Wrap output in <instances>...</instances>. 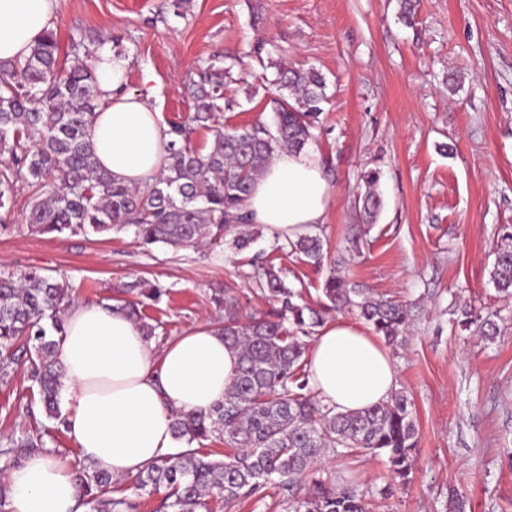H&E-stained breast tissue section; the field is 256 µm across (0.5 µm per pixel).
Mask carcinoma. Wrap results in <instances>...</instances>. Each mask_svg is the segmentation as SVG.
<instances>
[{
	"label": "carcinoma",
	"mask_w": 512,
	"mask_h": 512,
	"mask_svg": "<svg viewBox=\"0 0 512 512\" xmlns=\"http://www.w3.org/2000/svg\"><path fill=\"white\" fill-rule=\"evenodd\" d=\"M54 30L45 32L22 63L0 61V208L15 202L26 188L30 201L23 223L40 234L90 229L96 233L134 228L140 243L196 248L204 240L219 243L236 232L233 246L250 249L262 236L247 223L242 205L255 179L282 152H299L317 139L326 83L314 70L294 69L264 59V45L253 50L264 68L277 69L272 84V123L229 127L223 123L224 80L230 69L210 63L188 87L195 100L189 124L169 126L167 165L142 187L118 182L102 168L91 144L99 91L94 66H66L58 58ZM213 131L209 150H196L193 130ZM365 191L357 196L369 226L349 239L348 251L359 254L370 224L381 206L379 172L360 175ZM491 280L498 292L512 296V226L500 228ZM292 252L321 268L328 251L317 235L286 241ZM269 309L243 318L235 296L224 293L215 302L224 307V343L237 351L236 378L224 399L206 412H172V433L183 450L160 457L135 477L136 489L164 493L171 512H206L207 498L224 505L252 497L271 484L288 498L289 512H366L363 495L350 484L327 487L317 478L298 493L314 465L328 452L365 450L387 458L393 481L405 484L414 471L418 432L408 397L397 392L374 407L342 413L310 395L303 368L311 335L332 311L356 309L374 333L387 343L398 341L410 314L400 302L361 293L332 268L322 285L325 301L314 307L288 287L273 264L264 268L261 284ZM126 292L157 302L162 292L136 281ZM67 287L55 278L29 272L15 280L0 277V381L11 379L24 365L46 415L59 418V391L64 370L55 349L64 329ZM138 302L119 307L140 322L144 336L156 326L142 320ZM461 330L476 327L494 339L495 321L464 309ZM225 445L221 458L193 444ZM43 446L42 435L9 438L0 450L3 468L11 469ZM79 503L90 512H136L138 505L114 478L89 466L78 471Z\"/></svg>",
	"instance_id": "cac0c4a2"
}]
</instances>
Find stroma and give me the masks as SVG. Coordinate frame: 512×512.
<instances>
[{"mask_svg": "<svg viewBox=\"0 0 512 512\" xmlns=\"http://www.w3.org/2000/svg\"><path fill=\"white\" fill-rule=\"evenodd\" d=\"M53 28L62 53L121 52L125 92L165 125L189 123L188 84L214 58L233 77L225 124L269 121L275 71L251 61L259 41L274 61L325 76L315 148L330 167L332 203L313 232L330 254L345 251L351 225L367 223L355 206L358 176L380 170L381 211L367 246L340 273L412 309L387 351L419 447L410 485L388 499L384 457L330 454L314 474L354 480L368 512H450L453 491L466 512H512V298L490 279L499 229L512 225V0H420L412 28L399 21L397 0H190L180 12L170 0H57ZM25 201L0 210V273L64 280L77 304L117 305L131 282L159 285L161 301L144 307L158 326L155 350L221 322L213 298L224 289L243 314L268 308L248 254H234L229 242L145 246L130 227L41 235L22 222ZM257 245L290 287L319 300L327 269L277 250L269 236ZM466 306L496 315L495 341L455 326ZM29 386L21 370L0 383V446L37 428L52 456L81 468L66 429L31 402Z\"/></svg>", "mask_w": 512, "mask_h": 512, "instance_id": "35a3bbf8", "label": "stroma"}]
</instances>
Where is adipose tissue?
Returning <instances> with one entry per match:
<instances>
[{
  "label": "adipose tissue",
  "instance_id": "1",
  "mask_svg": "<svg viewBox=\"0 0 512 512\" xmlns=\"http://www.w3.org/2000/svg\"><path fill=\"white\" fill-rule=\"evenodd\" d=\"M56 0H0V60L21 62L51 28ZM100 106L92 142L113 179L143 185L165 165L170 139L141 97L123 92L125 66L109 48L94 61ZM330 185L313 148L276 156L255 181L243 212L271 237L297 238L325 223ZM56 357L65 377L67 433L82 460L115 477L137 474L175 453L172 411H205L224 397L236 352L204 323L155 351L125 313L80 304L65 316ZM309 385L323 403L355 412L386 401L396 372L386 349L357 322L336 318L318 331L308 356ZM10 512H81L73 469L50 454L28 455L8 473Z\"/></svg>",
  "mask_w": 512,
  "mask_h": 512
}]
</instances>
